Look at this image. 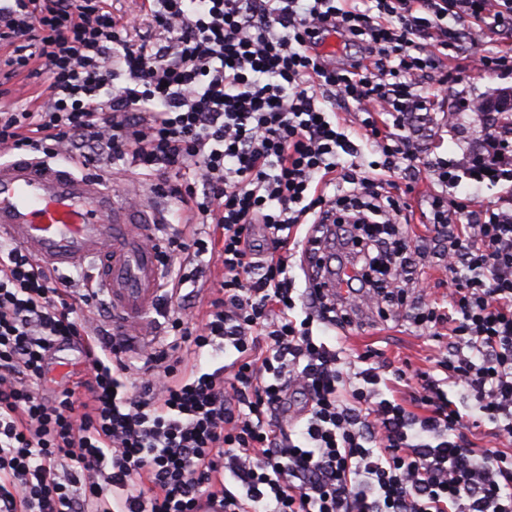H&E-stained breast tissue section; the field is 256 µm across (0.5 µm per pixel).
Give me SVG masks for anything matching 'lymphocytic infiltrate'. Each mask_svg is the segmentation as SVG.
Instances as JSON below:
<instances>
[{
    "label": "lymphocytic infiltrate",
    "mask_w": 512,
    "mask_h": 512,
    "mask_svg": "<svg viewBox=\"0 0 512 512\" xmlns=\"http://www.w3.org/2000/svg\"><path fill=\"white\" fill-rule=\"evenodd\" d=\"M140 14L150 39L107 0H0V77L35 59L47 76L36 108L0 111L1 158L63 149L198 179L164 186L194 231L165 241L173 342L138 367L127 337L89 331L92 280L74 290L0 244V512H512V455L473 450L447 392L465 388L512 440V207L473 224L474 197L433 199L448 304L413 308L422 255L383 179L421 168L403 130L434 109L424 81L512 18V0H141ZM331 34L356 65L321 53ZM349 103L380 155L367 165L337 119ZM328 226L392 272L358 276L367 305L448 329L409 403L379 388L405 369L357 367L314 332L348 314L289 270ZM212 257L222 280L188 322L183 287ZM67 345L87 377L41 392ZM206 354L225 361L202 369Z\"/></svg>",
    "instance_id": "1"
}]
</instances>
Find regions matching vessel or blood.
<instances>
[{"mask_svg": "<svg viewBox=\"0 0 512 512\" xmlns=\"http://www.w3.org/2000/svg\"><path fill=\"white\" fill-rule=\"evenodd\" d=\"M158 223L152 206L129 203L100 176L34 157L0 162V240L55 269L96 260L115 332L143 335L161 290V254L144 245Z\"/></svg>", "mask_w": 512, "mask_h": 512, "instance_id": "vessel-or-blood-1", "label": "vessel or blood"}]
</instances>
